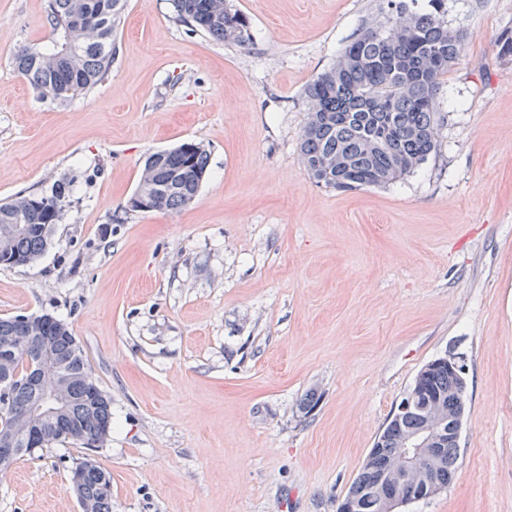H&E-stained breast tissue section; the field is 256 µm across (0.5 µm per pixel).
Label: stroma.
Masks as SVG:
<instances>
[{"label": "stroma", "instance_id": "1", "mask_svg": "<svg viewBox=\"0 0 512 512\" xmlns=\"http://www.w3.org/2000/svg\"><path fill=\"white\" fill-rule=\"evenodd\" d=\"M245 47L126 0L104 82L59 106L14 70L50 35L46 0H0V200L66 183L46 253L0 266V317L66 323L112 399L108 442L26 455L0 512H81L93 455L112 512H337L429 361L466 364L448 488L399 512H512V0H444L464 53L434 151L338 191L299 157L304 89L387 0H232ZM210 152L195 201L130 212L146 155Z\"/></svg>", "mask_w": 512, "mask_h": 512}]
</instances>
